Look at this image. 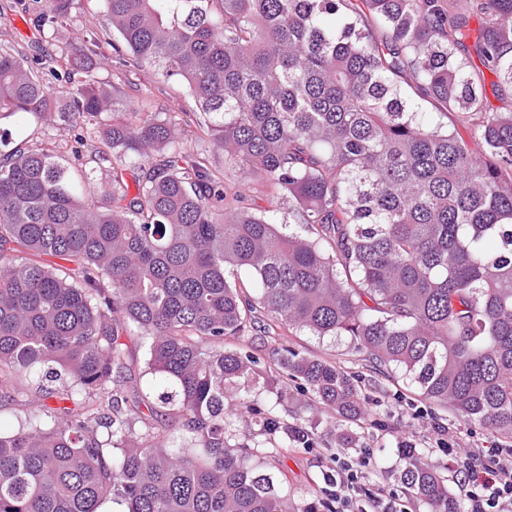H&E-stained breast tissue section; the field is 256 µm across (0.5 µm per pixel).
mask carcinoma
<instances>
[{
    "mask_svg": "<svg viewBox=\"0 0 512 512\" xmlns=\"http://www.w3.org/2000/svg\"><path fill=\"white\" fill-rule=\"evenodd\" d=\"M102 2L120 64L183 84L198 114L141 112L95 80L97 34L61 39L74 0L18 10L53 54L0 41V119L38 126L18 143L0 131V395L25 407L0 425V512H313L288 508L262 459L314 447V428L243 397L264 440L232 444L224 393L246 380L281 398L291 381L349 424L362 391L283 343L257 378L236 345L257 323L344 339L424 401L512 438V108L488 109L484 74L512 100V0L465 2L481 69L458 0ZM213 150L288 218L245 206ZM135 340L162 386L154 404L130 386ZM163 416L189 446L167 449ZM398 455L427 512H461L438 461Z\"/></svg>",
    "mask_w": 512,
    "mask_h": 512,
    "instance_id": "cac0c4a2",
    "label": "carcinoma"
}]
</instances>
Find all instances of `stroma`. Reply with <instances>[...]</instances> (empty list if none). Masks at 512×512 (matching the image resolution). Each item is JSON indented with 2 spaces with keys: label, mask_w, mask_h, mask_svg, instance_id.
I'll use <instances>...</instances> for the list:
<instances>
[{
  "label": "stroma",
  "mask_w": 512,
  "mask_h": 512,
  "mask_svg": "<svg viewBox=\"0 0 512 512\" xmlns=\"http://www.w3.org/2000/svg\"><path fill=\"white\" fill-rule=\"evenodd\" d=\"M100 10V0H77V17L67 33L70 41L77 44L86 32L98 33L100 49L93 67L96 80L115 84L122 96L134 100L144 112H195L194 100L182 88L162 82L152 70L121 71L112 53V34L100 29ZM211 164L223 173L225 182L234 184L242 193L248 207L260 211L270 206L269 190L257 175L225 167L224 156L220 153L212 156ZM288 343L303 352L335 361L358 375L366 393L368 413L356 431L360 436L358 446L367 451L370 460L368 482L371 485L401 492L402 486L396 479L398 447L405 441L419 448L426 447L433 430L438 427L448 430L452 437L467 439L476 450L495 444L512 447L510 439L495 440L485 428L460 423L452 413L433 410L427 403L417 400L405 379L384 368L366 367L362 354L347 342H322L301 334L289 336ZM247 396L260 404L274 405L270 393L251 389ZM274 407L275 416L281 420L290 419L292 410L303 408L307 422L316 429L315 449L292 448L266 461L267 467L281 478L292 501H312L313 491L324 487L325 477L334 466L332 454L340 450L336 442L339 420L335 412L308 407L306 397L295 388L282 405Z\"/></svg>",
  "instance_id": "35a3bbf8"
}]
</instances>
